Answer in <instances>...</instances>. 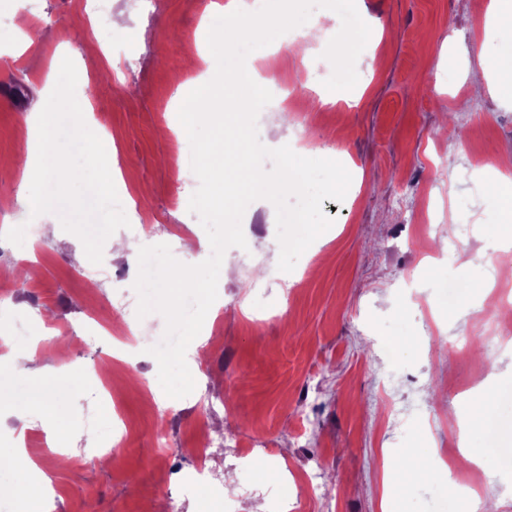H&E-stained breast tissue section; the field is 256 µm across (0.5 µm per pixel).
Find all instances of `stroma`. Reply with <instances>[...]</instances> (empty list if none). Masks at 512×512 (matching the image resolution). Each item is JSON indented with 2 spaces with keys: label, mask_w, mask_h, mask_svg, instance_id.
<instances>
[{
  "label": "stroma",
  "mask_w": 512,
  "mask_h": 512,
  "mask_svg": "<svg viewBox=\"0 0 512 512\" xmlns=\"http://www.w3.org/2000/svg\"><path fill=\"white\" fill-rule=\"evenodd\" d=\"M27 2L0 0V158L36 157L28 118L38 89L58 77L56 58L69 54L95 101L87 125L111 136L125 185L140 199L139 209H126L130 225L118 236L131 238L140 221L143 238L173 249L184 231L203 234L189 210L199 181L173 170L178 138L168 128L180 107L176 87L197 83L215 65L209 0H154L148 12L142 0H112L109 15L98 19L87 15L85 0H35L33 10ZM332 2L319 0L317 13L332 14L338 31L308 61L291 49L255 63L290 108L284 126L269 109L260 111L263 141L304 129L309 147H333L349 163L344 199L322 203L333 219L321 236L327 259L304 254L292 272H280L275 208L265 199L251 203L242 219L247 249L225 253L237 275L221 289L218 315L203 324L196 387L172 400L167 416L144 405L145 391L163 392L153 356L140 351L125 365L111 336L86 340L100 322L121 325L112 304L135 282L137 257L107 254L91 264L59 216L46 223L20 206L21 171L0 170V331L35 337L49 321L71 343L63 353L39 350L33 366L40 375L26 378L25 401L0 395V448H12L23 430L34 462L24 472L0 469V484L26 490L50 472L52 512H164L167 497L179 493L184 512H228L222 494L211 489L202 498L190 488V469L179 482L160 479L180 463L198 401L208 394L218 399L208 415L212 430L256 451L248 468L224 453L210 459L237 494L229 512L282 505L290 512H440L445 505L454 512L460 500L447 481L392 484L394 459L407 448L421 449L432 467L477 463L484 500L512 512V484L501 479L512 468V338L498 322L486 341L478 306L498 227L512 225V211L497 170L466 181L457 172L483 151L512 161V99L470 90L484 46L475 0H344L334 14ZM119 13L122 31L111 24ZM36 30L42 38L9 58L18 35ZM191 55L199 60L194 70ZM323 62L343 73L339 89H361L357 105L317 104L314 74ZM461 228L469 236L466 260L432 262L430 252ZM35 232L43 240L31 262L38 281L20 288L10 270ZM455 279L467 289L452 307L441 286ZM455 345L469 348V365L455 360ZM62 383L71 389L60 420L47 389ZM489 400L497 404V425L471 428L469 450L460 452L458 421ZM117 406L130 423L129 445L106 467L89 457L43 460L39 448L52 423L67 428L64 447L89 448L87 430H108ZM16 408L24 420L11 417ZM161 431L168 447L157 445Z\"/></svg>",
  "instance_id": "stroma-1"
}]
</instances>
